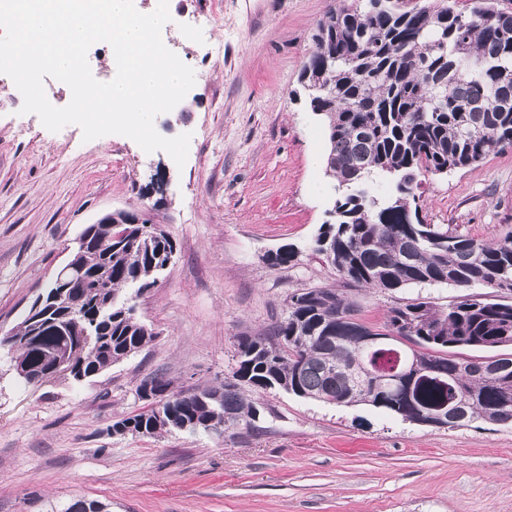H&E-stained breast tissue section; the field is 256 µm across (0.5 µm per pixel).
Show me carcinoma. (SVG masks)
I'll return each mask as SVG.
<instances>
[{"label":"carcinoma","instance_id":"cac0c4a2","mask_svg":"<svg viewBox=\"0 0 512 512\" xmlns=\"http://www.w3.org/2000/svg\"><path fill=\"white\" fill-rule=\"evenodd\" d=\"M300 83L330 142L334 180L330 219L313 251L353 287L396 291L426 284L487 288L437 310L428 301L392 309L382 330L354 317V304L331 288H309L288 301V315L267 334L237 337L232 375L218 385L174 391L150 377L148 410L115 421L131 435L253 429L259 410L243 387L278 389L324 403L370 405L403 419L455 428L512 419V353L488 362L461 360L457 348L512 347V233L496 243L421 221L427 173L483 162L512 147V12L494 0H364L330 9L317 25ZM380 179L386 196L376 193ZM87 226L73 254L83 271L65 327L85 330L90 345L21 321L10 347L22 380L79 383L139 351L155 333L120 292H144L175 256V241L146 224ZM382 340L369 348L366 338ZM398 336L412 342L401 347ZM69 350L56 365L58 351ZM62 512H104L76 500Z\"/></svg>","mask_w":512,"mask_h":512}]
</instances>
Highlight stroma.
Instances as JSON below:
<instances>
[{
	"label": "stroma",
	"instance_id": "35a3bbf8",
	"mask_svg": "<svg viewBox=\"0 0 512 512\" xmlns=\"http://www.w3.org/2000/svg\"><path fill=\"white\" fill-rule=\"evenodd\" d=\"M220 15H213L214 3ZM331 0H169L162 38L195 72L177 108L156 116L167 138L190 134L184 167L129 137L84 141L52 132L0 75V328L11 329L103 213L137 211L175 240L176 259L137 299L158 334L81 383L19 379L0 349V512H61L75 499L109 512H512V425L454 429L371 406H340L248 389L263 417L229 436L115 435L145 411L151 374L173 389L215 385L235 365L238 336L266 333L291 295L347 292L356 317L383 328L390 310L457 288L382 293L346 287L313 240L334 190L327 129L299 74ZM427 222L483 241L512 228V149L423 182ZM290 245L291 263L267 256Z\"/></svg>",
	"mask_w": 512,
	"mask_h": 512
}]
</instances>
